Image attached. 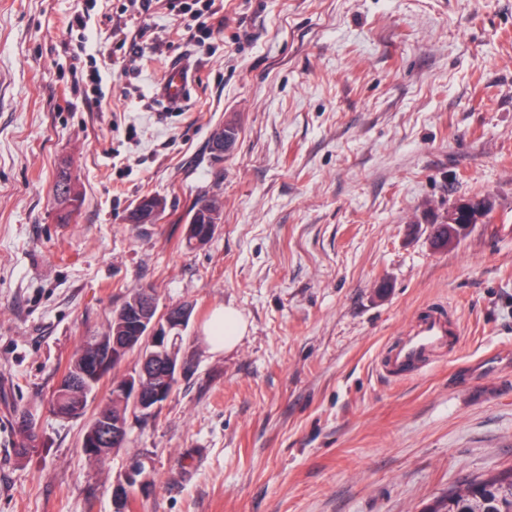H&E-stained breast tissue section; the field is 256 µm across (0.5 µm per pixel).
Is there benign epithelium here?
I'll return each instance as SVG.
<instances>
[{
    "instance_id": "obj_1",
    "label": "benign epithelium",
    "mask_w": 512,
    "mask_h": 512,
    "mask_svg": "<svg viewBox=\"0 0 512 512\" xmlns=\"http://www.w3.org/2000/svg\"><path fill=\"white\" fill-rule=\"evenodd\" d=\"M142 305L134 310H122L118 313L131 327V335L115 336L108 350L89 359L81 372L78 382L86 393H92L91 385L110 372V366L123 361V353L136 341L148 345L145 354L139 357V368L131 375L116 376L112 379V398L128 405V414L149 416L161 405L160 399L171 394L185 373L186 363L179 356L176 346L182 332L187 328L193 308L189 303L164 312L157 310L154 293L150 288L141 289ZM161 372L168 382V389L150 390L146 387L149 369ZM127 426L120 420L93 422L84 438L89 454L97 452V446L112 445L117 449L126 441ZM148 483L142 463L134 459L125 471L124 478L112 487V500L115 512H126L135 488H143Z\"/></svg>"
}]
</instances>
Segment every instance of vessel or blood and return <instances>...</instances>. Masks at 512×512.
<instances>
[{"label": "vessel or blood", "mask_w": 512, "mask_h": 512, "mask_svg": "<svg viewBox=\"0 0 512 512\" xmlns=\"http://www.w3.org/2000/svg\"><path fill=\"white\" fill-rule=\"evenodd\" d=\"M189 92V78L182 67H174L161 84L160 96L169 105L181 104ZM460 330L439 312L422 316L418 323L389 350L384 367L404 375L421 368L435 352L456 349Z\"/></svg>", "instance_id": "1"}]
</instances>
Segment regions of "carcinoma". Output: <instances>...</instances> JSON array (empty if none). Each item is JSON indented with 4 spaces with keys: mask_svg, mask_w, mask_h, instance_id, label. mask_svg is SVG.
Segmentation results:
<instances>
[{
    "mask_svg": "<svg viewBox=\"0 0 512 512\" xmlns=\"http://www.w3.org/2000/svg\"><path fill=\"white\" fill-rule=\"evenodd\" d=\"M72 183L70 174L66 169L58 173L53 199L60 211L59 218L63 222L69 221L74 213L78 212L83 199L74 188L68 192L62 191L63 183ZM223 211V202L217 196L201 197L188 209L186 217H196L200 223H205L206 214H211L210 220L219 223ZM126 327L117 319H112L107 331L100 336H93L87 340L71 360L61 379L65 383L79 375L85 358L95 351V346L103 341H110L113 335L123 334ZM58 400L52 406V411L59 417L70 419L73 415L85 414L87 408V395L81 387L69 386L57 389ZM428 512H512V468L498 475L489 477H476L464 484L448 489V493L434 501Z\"/></svg>",
    "mask_w": 512,
    "mask_h": 512,
    "instance_id": "cac0c4a2",
    "label": "carcinoma"
}]
</instances>
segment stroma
<instances>
[{
  "instance_id": "obj_1",
  "label": "stroma",
  "mask_w": 512,
  "mask_h": 512,
  "mask_svg": "<svg viewBox=\"0 0 512 512\" xmlns=\"http://www.w3.org/2000/svg\"><path fill=\"white\" fill-rule=\"evenodd\" d=\"M127 2L0 0V512H114L135 458L131 512H426L512 466V0H215L203 44L166 0L140 33ZM172 63L194 85L177 109ZM64 167L84 199L67 224ZM146 194L164 219L126 223ZM200 194L224 211L191 245ZM475 197L490 221L434 248ZM141 286L192 303L187 369L96 463L87 416L50 393ZM220 306L246 330L215 352ZM432 310L458 348L383 371ZM23 412L41 444L21 458ZM189 92L187 72L180 66L174 67L165 77L160 88V97L169 105L181 104ZM64 182L71 184L67 195H64L62 191V185ZM53 199L60 211L59 218L63 222L69 221L74 213H77L83 205L82 196L75 192L74 188L72 187L70 174L64 168H62L58 173L54 185ZM148 483V477L145 474L144 467L138 459H133L124 478L112 487V500L115 503V512H125L132 493L136 487L144 488Z\"/></svg>"
}]
</instances>
